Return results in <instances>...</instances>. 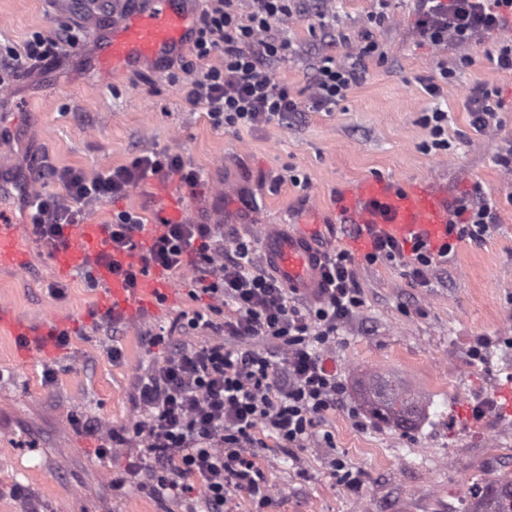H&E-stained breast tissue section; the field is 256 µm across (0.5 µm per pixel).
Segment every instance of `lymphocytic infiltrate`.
Masks as SVG:
<instances>
[{
  "label": "lymphocytic infiltrate",
  "instance_id": "f902f5d3",
  "mask_svg": "<svg viewBox=\"0 0 512 512\" xmlns=\"http://www.w3.org/2000/svg\"><path fill=\"white\" fill-rule=\"evenodd\" d=\"M197 16L190 53L195 60L221 56L217 65L187 83L186 97L203 106L214 126L257 127L298 112H330L361 84L367 59L379 46L369 36L347 43L342 56L319 51L309 94L298 97L277 80L274 66L290 49L280 25L300 13L302 0H205ZM416 26L435 46L462 47L512 23V0H418ZM80 37L73 29L34 34L23 49L0 46V84L22 69L56 63ZM178 176L197 187L202 175L182 156L168 151L136 155L125 166L95 178L75 170L54 171L62 190L28 202L33 234L49 245L65 242L81 223L86 205L126 196L138 183ZM449 233L478 239L495 223L487 200H460ZM156 230L142 257L144 267L165 271L191 268L193 283L214 311L230 316L214 322L196 313L191 330L208 332L202 345L167 346L163 359L136 386L141 420L128 439L141 446L150 464L145 482L157 492L200 494L204 512H232L236 492L248 491L258 503L269 488L255 458L266 429L278 447L302 448L318 434L321 418L336 405L341 386L326 353L340 328L362 305L356 271L345 251L325 256L324 286L317 302L304 306L296 289L267 272L255 246L225 236L220 224H173L155 218ZM413 252V272L422 275L434 257H447L450 245L430 252L421 239L404 245L378 232L367 261Z\"/></svg>",
  "mask_w": 512,
  "mask_h": 512
}]
</instances>
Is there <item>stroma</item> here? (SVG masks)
Masks as SVG:
<instances>
[{"instance_id":"35a3bbf8","label":"stroma","mask_w":512,"mask_h":512,"mask_svg":"<svg viewBox=\"0 0 512 512\" xmlns=\"http://www.w3.org/2000/svg\"><path fill=\"white\" fill-rule=\"evenodd\" d=\"M327 7L343 54L346 41L369 33L380 58L369 59L366 78L336 110L302 112L255 128L213 126L204 108L181 91L179 67L119 73L96 81L86 66L94 35L88 0L58 10L49 0H0V43L23 47L52 27L79 29L81 40L53 66L14 76L0 90V215L21 229L29 262L0 269V308L34 325L67 332L54 356L32 351L0 330V512H200L201 502L154 494L145 487L146 460L139 448H113L140 419L136 383L163 349L150 334L170 330V342L203 341L185 330L184 315L207 312L209 299L192 297L190 274L172 273L177 303L138 321L112 322L98 312L100 287L90 271L58 275L51 247L31 232L24 193H51L39 179L43 165L77 169L92 178L129 164L135 154L166 149L204 176L196 188L178 177L148 179L119 200L86 207L87 219L111 223L129 210L152 222L156 198L183 203L190 221L223 223L229 233L260 241L269 224L302 230L323 252L349 250V217L337 208L344 190L369 177L407 188L429 182L458 200L496 202L497 222L474 240L455 242L447 262L433 263L424 278L409 258L367 262L353 254L362 307L330 348L343 390L319 425L334 438L330 448L312 443L285 452L258 451L269 500L257 508L238 493L235 512H455L469 487L490 476L488 459H512V413L479 417L476 400L512 382V173L496 158L512 141V72L492 60L503 35L495 31L464 48H438L416 29V0H305L285 28L291 55L276 69L295 91L309 82L310 63L325 31L317 12ZM386 10L383 24L369 23ZM448 63L447 98L433 99L420 81ZM484 88L503 100L496 131L470 126L469 96ZM448 113V147L431 148L422 122L433 108ZM305 177L306 185L292 182ZM499 355V370L477 365L478 351ZM400 382L420 398L410 430L374 419L367 382ZM342 459L357 489L336 481L330 461Z\"/></svg>"}]
</instances>
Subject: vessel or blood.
<instances>
[{"mask_svg":"<svg viewBox=\"0 0 512 512\" xmlns=\"http://www.w3.org/2000/svg\"><path fill=\"white\" fill-rule=\"evenodd\" d=\"M192 0H121L112 16L99 25L93 41L91 67L99 79L133 73L145 68H161L182 53L191 41ZM340 207L357 224H369L399 239L422 237L432 249L448 243L451 215L446 199L430 186L416 184L394 188L389 181L371 178L352 185L342 195ZM19 227L0 222V267L21 268L27 259L18 247ZM108 228L103 224H78L70 240L54 251L59 273L90 269L105 292L98 303L105 312L122 305L129 315L140 308H150L157 301L178 299L166 272H145L136 290L126 288L113 275L112 263L126 268L141 265L139 249L115 253L113 262L101 260ZM266 267L288 287L315 298L322 286L320 268L323 256L317 246L302 233H282L267 229L263 237ZM0 327L15 336L34 335L44 354L55 351L50 331H30L28 325L12 312L0 309Z\"/></svg>","mask_w":512,"mask_h":512,"instance_id":"b4317fda","label":"vessel or blood"}]
</instances>
